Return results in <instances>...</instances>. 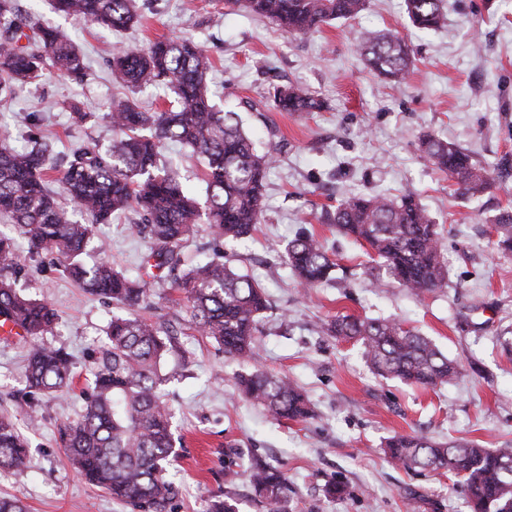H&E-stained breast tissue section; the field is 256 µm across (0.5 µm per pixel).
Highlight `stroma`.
Wrapping results in <instances>:
<instances>
[{
  "label": "stroma",
  "instance_id": "stroma-1",
  "mask_svg": "<svg viewBox=\"0 0 512 512\" xmlns=\"http://www.w3.org/2000/svg\"><path fill=\"white\" fill-rule=\"evenodd\" d=\"M140 26L117 32L67 16L49 0H18L40 23L60 31L83 53L84 81L52 76L38 87H16L0 103V136L12 147L30 135L53 134V157L76 144L100 149L112 130L99 115L125 87L109 64L124 45L189 37L210 56L207 85L214 103L240 113L259 149L272 153L265 210L252 237L216 246L199 227L183 247L203 262L215 249L259 279L268 308L256 334L261 367L293 380L308 395L314 416L275 421L234 386L244 366L200 336L170 281L152 283L150 299L178 332V348L162 373L161 391L175 412L176 453L167 476L178 494L168 512H203L224 492L226 468L243 470L261 459L288 479L287 512H471L453 475L407 471L384 453L386 438L419 432L437 439L512 444V254L494 247L492 219L512 210V0H443L446 26L422 32L406 17L403 0H367L352 20H334L294 37L229 0H138ZM395 30L408 42L413 68L405 81L383 80L355 49L359 32ZM292 85L321 98L319 112L273 109V86ZM96 118L72 122L68 103ZM432 134L496 168L493 187L480 199L462 197L447 176L432 170L419 139ZM413 188L440 230L447 287L414 294L387 276L373 277L365 246L326 223L350 193L398 196ZM308 232L328 249L333 278L311 291L295 282L283 251ZM110 244L117 269L136 276L148 243L127 219L95 227ZM26 295L47 300L58 320L39 343L66 351L74 380L69 394L24 397L27 341L0 338V414L13 417L28 440L18 470L0 471V497L22 500L27 512H133L87 484L67 462L59 429L84 405L94 359L120 307L92 296L63 272L53 256L31 257L16 240ZM339 315L390 318L431 340L457 359L461 377L434 388L409 387L372 374L362 346L324 335V321ZM346 486L326 495L328 481ZM424 495L411 508L408 490Z\"/></svg>",
  "mask_w": 512,
  "mask_h": 512
}]
</instances>
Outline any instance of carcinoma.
Here are the masks:
<instances>
[{
	"instance_id": "cac0c4a2",
	"label": "carcinoma",
	"mask_w": 512,
	"mask_h": 512,
	"mask_svg": "<svg viewBox=\"0 0 512 512\" xmlns=\"http://www.w3.org/2000/svg\"><path fill=\"white\" fill-rule=\"evenodd\" d=\"M244 2L254 14L291 35H307L333 20L360 13L366 0H228ZM410 23L420 30L445 24L442 0H403ZM66 15L109 28L139 22L136 0H52ZM370 70L391 82L405 80L413 64L406 41L386 31L361 33L355 44ZM210 60L206 49L190 39L158 40L128 46L112 57V71L129 88L167 83L176 96L173 110L146 109L134 100L113 99L101 119L112 126L106 150L77 146L58 179L48 162L52 145L46 136L30 137V147L17 150L0 141V216L28 243L30 255H55L63 272L89 293L128 309L114 315L106 342L92 369L79 419L60 429V440L74 469L91 485L143 512H166L177 488L164 475L175 454L172 409L162 398V367L176 348L166 315L144 317L135 311L144 301L149 271L166 268L184 295L195 330L224 347L243 363L259 356L255 335L267 297L261 284L222 259L184 266L181 243L200 221L209 224L215 243L246 238L261 223L266 178L273 158L257 151L239 113L220 110L206 82ZM55 73L75 82L86 75L79 49L56 29L36 27L18 13L14 0H0V97L17 84H37ZM272 107L279 112H319L323 103L297 87H276ZM169 141L191 149L204 168L206 208L185 188L177 169L163 160ZM420 147L434 170L448 176L468 199L481 197L494 184L490 168L476 163L459 146L424 135ZM58 182L75 204L62 206L50 183ZM133 212L138 233L149 239V253L136 278L114 268L103 254L88 265L83 256L95 225ZM331 223L343 235L367 246L376 257L375 270L417 294L442 288L448 270L439 246L438 225L411 189L392 199L356 193L341 198ZM497 247L512 253V211L495 220ZM298 284L305 290L331 280L336 263L323 244L300 235L284 248ZM21 266L12 237L0 234V315L21 326L26 335H47L56 314L45 301L17 287ZM329 336L355 340L372 372L409 385L436 387L460 374L457 362L429 339L399 322L338 316L321 326ZM25 395L53 394L73 381L70 358L39 345L26 355ZM235 384L248 399L276 421H306L313 416L306 394L285 377L260 370L237 374ZM391 462L405 469L446 470L461 480L472 512H512V445L493 450L473 440H433L423 434L396 435L385 443ZM28 448L13 419L0 415V470L20 468ZM239 472L226 474L228 491L208 504L206 512H236L229 492ZM266 512H286L288 483L277 469L260 461L244 470Z\"/></svg>"
}]
</instances>
